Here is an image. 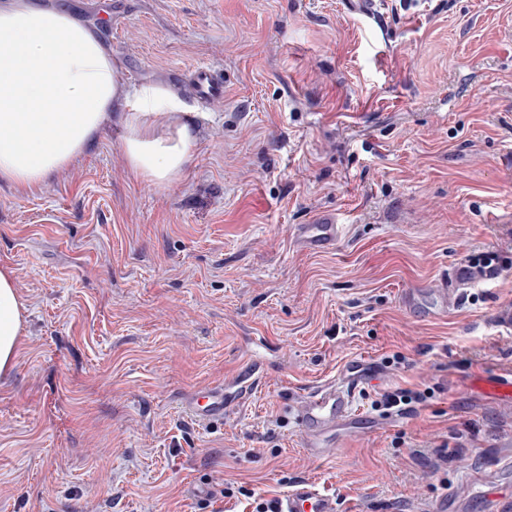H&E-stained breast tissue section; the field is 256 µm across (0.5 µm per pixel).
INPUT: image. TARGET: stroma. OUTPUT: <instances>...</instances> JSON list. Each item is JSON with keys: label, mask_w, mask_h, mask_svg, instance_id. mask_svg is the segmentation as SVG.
<instances>
[{"label": "stroma", "mask_w": 512, "mask_h": 512, "mask_svg": "<svg viewBox=\"0 0 512 512\" xmlns=\"http://www.w3.org/2000/svg\"><path fill=\"white\" fill-rule=\"evenodd\" d=\"M40 2L92 27L122 81L177 94L198 142L162 189L111 124L39 190L0 184V266L28 306L0 376V512H252L300 478L340 512H512V401L472 385L512 374V0H378L374 21L356 0ZM200 66L223 99L198 103ZM324 211L335 249H296ZM483 251L498 277L463 275ZM416 287L457 302L420 317ZM256 352L267 383L231 420L185 418ZM354 358L384 367L362 415L434 394L315 459L294 401ZM433 388L426 387L423 390L415 388H397L385 392L379 400H376L373 407L382 414L390 412L408 413L415 411L418 405H422L430 398Z\"/></svg>", "instance_id": "1"}]
</instances>
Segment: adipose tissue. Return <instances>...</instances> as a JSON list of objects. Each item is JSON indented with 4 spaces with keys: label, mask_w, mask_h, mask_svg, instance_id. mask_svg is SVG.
<instances>
[{
    "label": "adipose tissue",
    "mask_w": 512,
    "mask_h": 512,
    "mask_svg": "<svg viewBox=\"0 0 512 512\" xmlns=\"http://www.w3.org/2000/svg\"><path fill=\"white\" fill-rule=\"evenodd\" d=\"M110 118L135 177L164 188L185 174L198 136L177 97L122 83L109 51L71 15L0 0V182L38 189L91 148ZM26 310L12 270L1 268L0 375L16 364Z\"/></svg>",
    "instance_id": "obj_1"
}]
</instances>
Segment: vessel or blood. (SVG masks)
<instances>
[{
  "label": "vessel or blood",
  "instance_id": "1",
  "mask_svg": "<svg viewBox=\"0 0 512 512\" xmlns=\"http://www.w3.org/2000/svg\"><path fill=\"white\" fill-rule=\"evenodd\" d=\"M189 78L200 103L207 104L224 96V82L211 68L194 69ZM342 226L331 212L318 215L315 223L294 228L296 247L307 253H321L335 248ZM380 369L371 363L353 359L340 370L336 379L308 388L295 409V423L308 454L321 459L333 456L342 447L359 416L354 408L356 395L375 383ZM265 385L258 360L243 365L232 384H218L192 394L183 406L191 419L212 423L230 417ZM273 512H338L335 495L322 492L306 479L295 481L288 491L277 497Z\"/></svg>",
  "mask_w": 512,
  "mask_h": 512
}]
</instances>
